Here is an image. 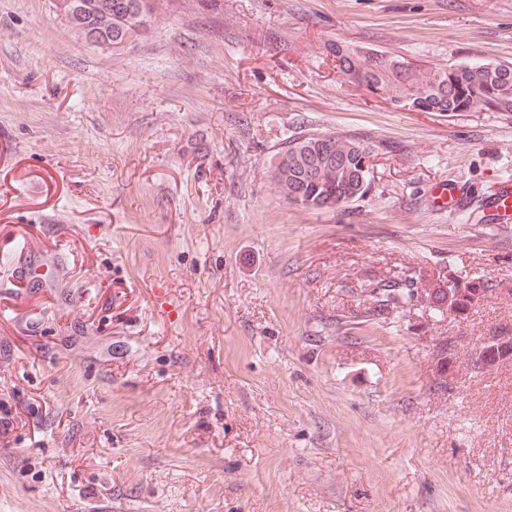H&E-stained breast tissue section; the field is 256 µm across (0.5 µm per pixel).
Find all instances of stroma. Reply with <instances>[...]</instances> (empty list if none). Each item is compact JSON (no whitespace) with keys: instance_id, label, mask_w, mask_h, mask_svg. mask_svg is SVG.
<instances>
[{"instance_id":"obj_1","label":"stroma","mask_w":512,"mask_h":512,"mask_svg":"<svg viewBox=\"0 0 512 512\" xmlns=\"http://www.w3.org/2000/svg\"><path fill=\"white\" fill-rule=\"evenodd\" d=\"M336 39L512 63V0H164L118 49L56 0H0V512H512V360L468 364L512 335L489 210L512 112L398 108L343 81ZM305 133L369 144L364 196L281 197L272 160ZM480 272L465 313L363 319L380 279ZM447 341L445 345L440 346L439 342L434 345V353L436 361V371H435V379L431 382V386L434 391H438L441 393H448L450 389L448 376L449 372L454 363H456V353H455V342L448 340V338H444ZM441 365V366H440ZM440 366V368H439Z\"/></svg>"}]
</instances>
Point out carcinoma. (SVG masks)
Returning <instances> with one entry per match:
<instances>
[{
  "label": "carcinoma",
  "mask_w": 512,
  "mask_h": 512,
  "mask_svg": "<svg viewBox=\"0 0 512 512\" xmlns=\"http://www.w3.org/2000/svg\"><path fill=\"white\" fill-rule=\"evenodd\" d=\"M111 7L109 26L112 30L149 32L157 20L156 0H108ZM336 58V69L346 78L362 73L368 84L379 88L381 94L402 109L413 110L444 104L447 112H477L494 109L512 112V64L469 63L452 64L446 67L422 69L413 63L389 54L376 51L369 56L367 68L359 71V47L341 42L330 45ZM371 148L353 136L335 133L309 137L301 144V150L283 148L273 163V178L280 194L293 202L300 198L301 207L309 209V198L323 195L348 198L355 193L365 194L369 185H360L354 180L352 171L362 169L363 160L370 157ZM331 158L336 165L320 170L315 177L302 176L309 162ZM492 290L489 279L478 276L469 285L460 286L452 280H438L425 288L437 309L447 313H463L468 308L483 302ZM413 288L405 279L393 277L383 280L361 291L365 318L372 320L384 310L394 312V319L403 317L404 307L410 304ZM436 359L435 379L432 388L441 393L449 390V371L456 363L455 343L447 341L434 345Z\"/></svg>",
  "instance_id": "cac0c4a2"
}]
</instances>
